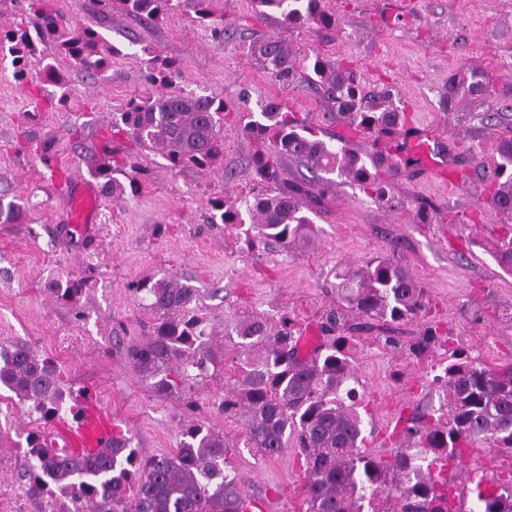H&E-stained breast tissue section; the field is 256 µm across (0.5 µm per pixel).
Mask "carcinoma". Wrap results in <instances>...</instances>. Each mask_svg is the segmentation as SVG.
<instances>
[{
  "label": "carcinoma",
  "mask_w": 512,
  "mask_h": 512,
  "mask_svg": "<svg viewBox=\"0 0 512 512\" xmlns=\"http://www.w3.org/2000/svg\"><path fill=\"white\" fill-rule=\"evenodd\" d=\"M144 22L156 21L178 8L182 0H96ZM258 7L275 8L283 21L299 27L313 22L336 24L324 0H254ZM25 25L0 27V61L8 57L13 77L29 83L28 65L38 44L51 42L58 54L86 71L112 64L121 50L99 33L83 26L66 27L62 13L45 0H30ZM146 81L161 87L157 93L131 98L112 113L103 139L123 138L135 147L161 155L173 168L212 166L224 154V101L208 94L174 90L173 62L143 47ZM247 54L270 77L290 85L298 79L297 57L280 38L247 46ZM38 93L49 104L68 101L64 76L55 62L41 58ZM305 81L316 85L331 105L322 114L326 123L342 119L364 134H387L403 125L405 115L391 90L364 93L356 73L344 63L315 58ZM53 90H47V87ZM497 91L483 73L467 70L448 79L446 107L476 104L481 119L491 120ZM242 130L261 141L264 150L251 158L257 193L230 200L222 195L209 202L214 224L243 225L252 242L272 241L284 248L302 238L312 223L303 214L300 198L315 196L317 185L284 178L279 159L292 158L326 175L337 174L359 183L369 194L384 196L380 179L366 160L321 138L322 129L298 117L275 100L257 112L236 113ZM34 151L55 179L66 177L57 166V150L48 141ZM496 160L486 187L503 222L512 220V135L499 138ZM135 167L134 152L118 159L106 151L90 167L104 197L119 199L125 186L112 173ZM26 203L20 196L0 198V218L24 219ZM499 262L512 269V233L498 244ZM338 288L347 311L362 320L400 322L419 316L426 308L425 290L399 265L373 259L338 275ZM51 293L61 301L81 291L78 281L56 282ZM130 291L150 313L147 338L129 346L125 354L134 371L159 395L184 392L195 379L206 377L217 364L213 333L200 306V289L188 282L146 278ZM346 325L345 314L330 311L322 325L330 334L305 357L299 356L301 333L288 316L274 324L250 314L224 329L236 336L241 349L235 386L219 403L227 417L244 419L245 445L264 456H276L295 440L303 459L305 512H463L456 483L444 477L443 462L461 459L470 450L489 444L512 455V365L491 369L451 351L448 364L434 375L446 404L404 421L398 436L405 448L389 456L364 451L367 436L361 411L366 409L358 390L349 337L336 335ZM0 388L31 403L39 420L51 422L80 413L79 397L65 384L57 361L35 354L19 342L0 344ZM231 446L224 433L189 421L179 431L176 451L139 459L131 440L112 439V447L88 457L73 456L65 448H50L39 432L27 435L24 462L17 479L33 498L72 504L69 512H240L244 493L230 466ZM475 507L468 512H512V473L477 487Z\"/></svg>",
  "instance_id": "cac0c4a2"
}]
</instances>
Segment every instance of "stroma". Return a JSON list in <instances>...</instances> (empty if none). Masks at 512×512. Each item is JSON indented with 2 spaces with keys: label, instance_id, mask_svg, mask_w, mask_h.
<instances>
[{
  "label": "stroma",
  "instance_id": "obj_1",
  "mask_svg": "<svg viewBox=\"0 0 512 512\" xmlns=\"http://www.w3.org/2000/svg\"><path fill=\"white\" fill-rule=\"evenodd\" d=\"M336 25L290 28L279 13L259 15L253 0H210L214 24L195 19L191 0L159 22L138 24L124 13H101L90 0H48L72 21L99 31L123 51L110 68L87 72L61 58L69 98L45 108L35 103L0 62V194L23 195L30 212L21 222L0 223V342L20 341L57 360L73 387L95 391L118 431L131 437L139 457L174 452L185 421L222 432L231 444V466L245 495L275 498L273 512H305V478L296 449L265 457L244 447L240 420L218 403L237 374V339L225 335L234 319L260 313L271 322L294 318L304 335L323 342L321 326L342 301L338 273L379 258L401 266L426 292L429 306L401 323L356 329L351 344L360 390L367 402L366 451L387 456L390 437L411 412L439 408L441 389L432 379L445 348L416 350L427 330L449 332L450 347L490 368L512 364V270L500 265L496 244L500 217L482 192L486 166L504 126L512 125V0H325ZM277 36L301 57L352 62L367 90L389 86L406 114L439 135L442 151L467 172L452 188L425 168L383 166L387 202L359 184L336 178L320 203L303 199L312 223L299 243L249 244L241 231L210 221L209 201L250 190L248 158L259 144L235 112L276 100L309 122L322 121L327 104L305 82L283 87L249 58L250 41ZM174 60L176 85L211 94L233 107L224 120V156L209 169H174L151 151L136 157V191L117 202L101 199L92 235L66 234V187L51 180L34 154L17 149L22 113L41 140L54 141L70 161L68 178L89 180L88 167L102 154L112 112L134 96L150 93L142 46ZM475 68L502 95L495 119L450 121L443 96L451 75ZM117 173L121 183L131 177ZM145 277L188 279L200 288V304L223 348L212 375L190 394L159 395L128 363L125 347L142 342L148 316L129 292ZM82 281L73 303L56 300L48 287ZM45 424L14 394L0 391V512H45V501L26 495L16 478L29 432Z\"/></svg>",
  "mask_w": 512,
  "mask_h": 512
}]
</instances>
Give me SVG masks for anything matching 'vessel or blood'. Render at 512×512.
I'll return each mask as SVG.
<instances>
[{
  "label": "vessel or blood",
  "mask_w": 512,
  "mask_h": 512,
  "mask_svg": "<svg viewBox=\"0 0 512 512\" xmlns=\"http://www.w3.org/2000/svg\"><path fill=\"white\" fill-rule=\"evenodd\" d=\"M406 154L417 164L433 165L439 177L454 173L455 164H434L433 157L439 150V142L427 131L408 124L404 127ZM99 205L97 190L88 184L79 185L67 197L64 222L68 231L84 235L93 221ZM115 434L112 413L106 409L96 392H87L83 397L82 411L63 427L54 429L48 444L53 448H65L76 455H88L111 447Z\"/></svg>",
  "instance_id": "1"
}]
</instances>
